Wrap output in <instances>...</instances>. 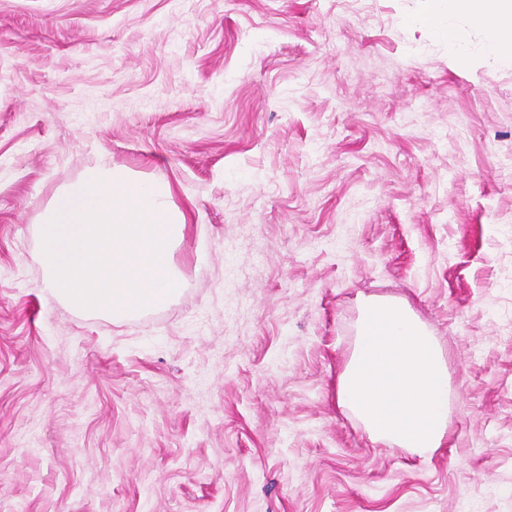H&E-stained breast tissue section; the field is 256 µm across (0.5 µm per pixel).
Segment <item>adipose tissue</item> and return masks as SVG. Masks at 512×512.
I'll list each match as a JSON object with an SVG mask.
<instances>
[{
	"label": "adipose tissue",
	"instance_id": "adipose-tissue-1",
	"mask_svg": "<svg viewBox=\"0 0 512 512\" xmlns=\"http://www.w3.org/2000/svg\"><path fill=\"white\" fill-rule=\"evenodd\" d=\"M481 25L492 50L512 48V0H448ZM341 407L375 440L413 452L442 447L449 435V357L405 302L361 301L352 351L337 377Z\"/></svg>",
	"mask_w": 512,
	"mask_h": 512
}]
</instances>
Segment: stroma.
I'll use <instances>...</instances> for the list:
<instances>
[{
  "label": "stroma",
  "instance_id": "stroma-1",
  "mask_svg": "<svg viewBox=\"0 0 512 512\" xmlns=\"http://www.w3.org/2000/svg\"><path fill=\"white\" fill-rule=\"evenodd\" d=\"M95 165L185 213L168 305L46 288ZM370 296L449 351L432 452L338 404ZM0 512H512V54L440 0H0Z\"/></svg>",
  "mask_w": 512,
  "mask_h": 512
}]
</instances>
